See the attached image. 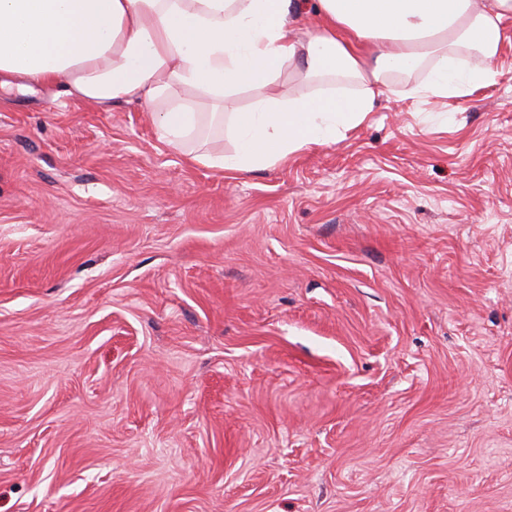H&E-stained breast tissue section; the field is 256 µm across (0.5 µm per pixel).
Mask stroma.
I'll return each mask as SVG.
<instances>
[{
    "mask_svg": "<svg viewBox=\"0 0 512 512\" xmlns=\"http://www.w3.org/2000/svg\"><path fill=\"white\" fill-rule=\"evenodd\" d=\"M507 32L496 85L234 176L0 89V512H512Z\"/></svg>",
    "mask_w": 512,
    "mask_h": 512,
    "instance_id": "35a3bbf8",
    "label": "stroma"
}]
</instances>
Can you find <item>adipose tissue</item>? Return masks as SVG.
Instances as JSON below:
<instances>
[{
    "mask_svg": "<svg viewBox=\"0 0 512 512\" xmlns=\"http://www.w3.org/2000/svg\"><path fill=\"white\" fill-rule=\"evenodd\" d=\"M302 0H0V87L20 79L110 109L152 106L180 147L230 119L234 153L208 166L268 167L360 125L391 78L424 72L410 96L448 99L498 83L512 0H316L318 28L298 30ZM313 86L300 95L287 79ZM330 89H322V82ZM252 103L223 115L226 99ZM212 101L197 111L192 98Z\"/></svg>",
    "mask_w": 512,
    "mask_h": 512,
    "instance_id": "1",
    "label": "adipose tissue"
}]
</instances>
